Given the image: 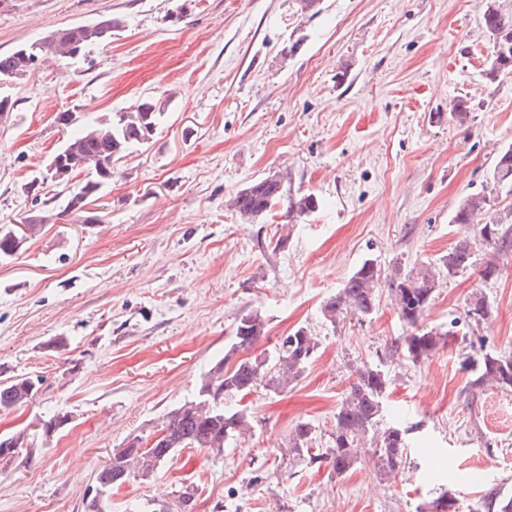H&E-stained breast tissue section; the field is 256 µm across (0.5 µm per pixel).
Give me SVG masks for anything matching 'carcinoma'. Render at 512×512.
Instances as JSON below:
<instances>
[{"mask_svg": "<svg viewBox=\"0 0 512 512\" xmlns=\"http://www.w3.org/2000/svg\"><path fill=\"white\" fill-rule=\"evenodd\" d=\"M482 28L489 35L491 56L487 76L495 79L501 74L512 73V4L506 0H480ZM118 27V22L104 17L91 24H76L59 28L49 35L26 44L7 54H0V79H17L36 67L34 57L47 55L63 58L66 51L56 41L72 45V58H87L98 45L105 42L104 31ZM163 108L153 100L140 102L117 112L110 119L85 122L75 112H62L60 124L73 128L64 145L57 152L63 160L49 168L51 181L72 186L64 212L81 215L80 202L96 196L112 177V168L124 159L132 146L149 141L157 128ZM84 178L71 185L77 174ZM491 180L498 186L512 187V145L502 147L496 154L491 169ZM282 206L287 223L298 224L319 208L313 193L292 189L291 185L268 181L262 176L250 181L228 199V206L241 219L254 222L259 215H269L276 206ZM485 214L488 220L477 225V231L486 246L480 277L487 281L500 274V251L512 245V239L502 230V225L512 218L491 211L487 197L471 194L457 204L453 224H472ZM32 228L29 217L22 224L0 226V257L18 252L26 240L25 229ZM476 263L473 242L459 239L439 263L419 261L405 271L394 266L387 273L375 260L366 259L351 273L343 288L328 299L321 309L326 321L334 325L341 317L354 314L370 315L376 307L378 292L388 288L398 317L406 325L417 329L409 336L395 340V349H403L415 364L427 359L440 344V334L421 328V321L440 287V273L448 277L467 271ZM489 314L482 297H476L468 309V316L476 325ZM264 313L255 309L242 315L236 323L225 353L250 350L266 334ZM318 346L316 337L305 328L280 338L272 350L245 357L229 367L219 361L212 367L203 384L214 385L221 400H244L261 386L272 393H282L292 387L305 371ZM355 380L350 383L336 409L334 429L329 435V448L313 447L317 440L311 423L301 421L295 425L288 438V455L298 464L326 462L338 476L345 475L358 463V449L365 442L375 448L373 465L384 479L396 477L407 458L406 447L411 426L381 424L383 402L389 388L388 373L377 367L359 365L354 369ZM40 379L16 376L0 380V410L11 409L28 403L37 393ZM473 388L487 385L504 389L512 388V357L487 353L477 363V376L471 381ZM245 407L228 408L209 405L199 400L186 402L168 413L161 425L164 438L151 447L140 446L114 457L112 469L101 474L100 482L109 488H118L130 479L156 470L175 458L186 448H197L217 457L225 446L248 427ZM30 434L23 428L0 435V447L9 444L23 449L29 446ZM455 499L445 495L419 507V512H454ZM471 512H512V497L489 496Z\"/></svg>", "mask_w": 512, "mask_h": 512, "instance_id": "cac0c4a2", "label": "carcinoma"}]
</instances>
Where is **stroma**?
<instances>
[{"label":"stroma","instance_id":"obj_1","mask_svg":"<svg viewBox=\"0 0 512 512\" xmlns=\"http://www.w3.org/2000/svg\"><path fill=\"white\" fill-rule=\"evenodd\" d=\"M103 17L119 22L110 45L0 82V225L56 216L0 258V379L41 380L31 403L0 412V434L70 417L33 458L0 461V512H85L113 450L196 399L256 308L267 333L255 352L301 327L317 338L301 377L245 398L250 428L222 456L183 450L113 490L107 512H153L188 488L194 512H417L444 494L469 512L488 492L512 495V390L469 388L483 354L512 353V249L496 279H444L421 326L447 340L424 362L392 350L411 329L388 290L369 316L332 325L321 313L365 259L408 269L462 237L483 256L475 226L451 221L463 196L512 210V189L490 178L512 145V74L485 75L479 0H322L314 15L295 0H0V54ZM147 97L164 116L115 165L96 222L63 214L69 192L54 182L51 203L27 194L69 134L58 113L102 119ZM459 99L472 107L464 125L451 116ZM284 169L319 209L300 224L279 207L242 223L228 197ZM477 296L489 309L478 324ZM362 363L390 376L385 422L413 428L398 477L376 474L369 447L340 477L291 464L298 422L327 447Z\"/></svg>","mask_w":512,"mask_h":512}]
</instances>
